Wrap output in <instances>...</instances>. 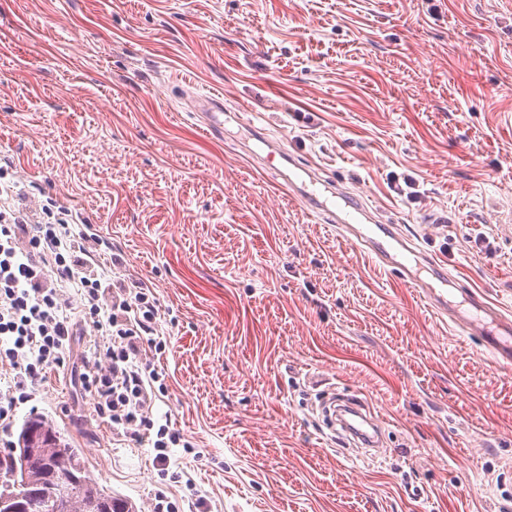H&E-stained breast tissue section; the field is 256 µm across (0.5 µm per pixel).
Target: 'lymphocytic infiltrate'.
Listing matches in <instances>:
<instances>
[{
	"mask_svg": "<svg viewBox=\"0 0 512 512\" xmlns=\"http://www.w3.org/2000/svg\"><path fill=\"white\" fill-rule=\"evenodd\" d=\"M30 224L0 201V365L13 369L0 391V427L9 428L19 394L64 368L71 339L84 322L107 336L106 359L85 358L81 386L97 418L135 437L148 436L160 463L182 438L156 424L161 376L144 362V339L157 333L158 309L149 287L121 276L123 260L101 251L102 241L67 206L44 208ZM75 288L72 307L67 288Z\"/></svg>",
	"mask_w": 512,
	"mask_h": 512,
	"instance_id": "obj_1",
	"label": "lymphocytic infiltrate"
}]
</instances>
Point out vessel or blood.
Segmentation results:
<instances>
[{"label":"vessel or blood","mask_w":512,"mask_h":512,"mask_svg":"<svg viewBox=\"0 0 512 512\" xmlns=\"http://www.w3.org/2000/svg\"><path fill=\"white\" fill-rule=\"evenodd\" d=\"M207 127L216 134L224 131V103L206 96L202 99ZM290 196L304 202L329 222L338 223L347 238L356 247L367 250L397 279L418 289L425 304L447 318L449 324L467 335H477L486 354L503 368L512 367V317L504 314L494 302L473 289H466L459 302L448 299L452 280L446 265L428 255L419 246L399 232L393 224H365L361 218L365 207L354 195L341 198L340 209H332L313 175L293 168L282 176ZM350 414L361 417L363 428H352L359 446L376 448L381 444V432L374 428V419L361 405L349 404Z\"/></svg>","instance_id":"vessel-or-blood-1"}]
</instances>
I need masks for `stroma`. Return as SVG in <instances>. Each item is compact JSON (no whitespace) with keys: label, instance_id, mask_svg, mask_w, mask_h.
<instances>
[{"label":"stroma","instance_id":"1","mask_svg":"<svg viewBox=\"0 0 512 512\" xmlns=\"http://www.w3.org/2000/svg\"><path fill=\"white\" fill-rule=\"evenodd\" d=\"M256 127L512 315V0H0L11 203H65L153 289L155 414L191 444L163 465L96 419L88 326L0 455L38 414L138 512H500L512 370L284 191ZM336 392L385 456L342 451ZM203 103L202 112L206 119V126L214 134L224 133V103L220 98L214 96H201ZM346 407L348 408L350 414L356 415L359 418H361L362 421L371 429V431L368 429H359L352 425L348 427L346 424L343 423L344 428L347 430V432L352 433L359 447L378 448L381 444V432L378 429V426L375 424L373 417H371L370 412L366 411L365 408L356 403H347ZM362 410H365L366 412L363 413Z\"/></svg>","mask_w":512,"mask_h":512}]
</instances>
